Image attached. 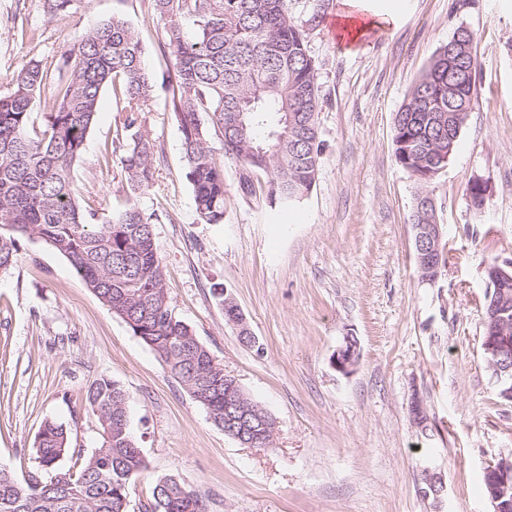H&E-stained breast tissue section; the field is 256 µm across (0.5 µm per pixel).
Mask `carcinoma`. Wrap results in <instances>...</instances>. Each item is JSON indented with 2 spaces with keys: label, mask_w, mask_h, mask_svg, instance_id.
Here are the masks:
<instances>
[{
  "label": "carcinoma",
  "mask_w": 512,
  "mask_h": 512,
  "mask_svg": "<svg viewBox=\"0 0 512 512\" xmlns=\"http://www.w3.org/2000/svg\"><path fill=\"white\" fill-rule=\"evenodd\" d=\"M164 20L163 51L174 81L169 110L181 132L185 177L196 214L224 223V160L240 163L242 194L288 207L311 190L323 150L314 61L305 31L288 13V0H152ZM476 51L451 59L438 51L394 118L396 163L423 184L454 151L479 94ZM0 95V275L15 265L21 240L47 244L68 260L104 306L120 317L165 363L187 392L224 421L243 390L224 382V369L171 308L150 218L134 200L104 224L82 209L74 165L80 158L102 94L110 89L127 115L112 144L125 148L122 168L131 192L154 181L155 144L138 113L154 91L138 30L114 17L84 31L59 54L32 59L9 76ZM52 101L35 120L41 97ZM222 142L215 155L210 136ZM123 388L107 377L85 392L99 423V444L64 469L70 432L48 420L35 441L39 467L20 483L0 465V512H127L131 479L146 468L133 437ZM149 512H206V504L175 476L153 490Z\"/></svg>",
  "instance_id": "1"
}]
</instances>
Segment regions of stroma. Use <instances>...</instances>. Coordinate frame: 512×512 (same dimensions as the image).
<instances>
[{
  "mask_svg": "<svg viewBox=\"0 0 512 512\" xmlns=\"http://www.w3.org/2000/svg\"><path fill=\"white\" fill-rule=\"evenodd\" d=\"M344 3L288 0L317 69L324 148L314 186L281 212L245 198L237 164L225 162L224 221L204 224L167 106L171 58L151 0H74L63 20L44 0H0V94L30 58L105 20L140 31L156 83L141 115L155 173L136 201L153 224L170 306L276 422L266 448L226 435L66 258L25 239L0 276V465L18 480L37 469L45 420L63 423L82 454L96 447L84 394L105 376L127 393L147 462L127 512H145L171 475L207 512H493L483 474L512 457V402L499 397L481 342L486 267L512 261V0H366L372 16L356 37L342 28ZM462 26L482 61L480 95L447 166L423 185L395 162L394 117ZM123 118L104 92L75 164L80 202L101 222L127 199L120 152L102 159ZM476 178L489 185L481 211L466 196ZM423 190L448 249L433 282L418 273L409 222ZM217 284L257 346L226 320ZM347 336L360 359L345 375L331 359ZM430 471L444 481L440 496L424 492Z\"/></svg>",
  "mask_w": 512,
  "mask_h": 512,
  "instance_id": "stroma-1",
  "label": "stroma"
}]
</instances>
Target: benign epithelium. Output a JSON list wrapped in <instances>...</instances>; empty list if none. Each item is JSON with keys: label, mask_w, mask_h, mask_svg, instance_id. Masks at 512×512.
<instances>
[{"label": "benign epithelium", "mask_w": 512, "mask_h": 512, "mask_svg": "<svg viewBox=\"0 0 512 512\" xmlns=\"http://www.w3.org/2000/svg\"><path fill=\"white\" fill-rule=\"evenodd\" d=\"M413 245L416 260L424 279L434 281L440 275L442 267L441 243L443 231L438 221L430 218L424 224L412 225ZM224 309L233 311L235 318L231 324L243 332L240 340L253 347L256 339L247 327L244 315L231 296H224ZM508 310L505 301H496L484 312L486 337L484 349L486 362L497 384L503 387V396H512V332L508 329ZM359 360L358 342L353 336H347L344 344L336 350L333 363L336 369L348 373ZM276 425L270 424L266 413L255 412L251 418L238 419V425L232 428L234 439L250 446H265L275 434ZM486 474L494 490V501H500L512 489V461L501 460L486 469Z\"/></svg>", "instance_id": "1"}]
</instances>
